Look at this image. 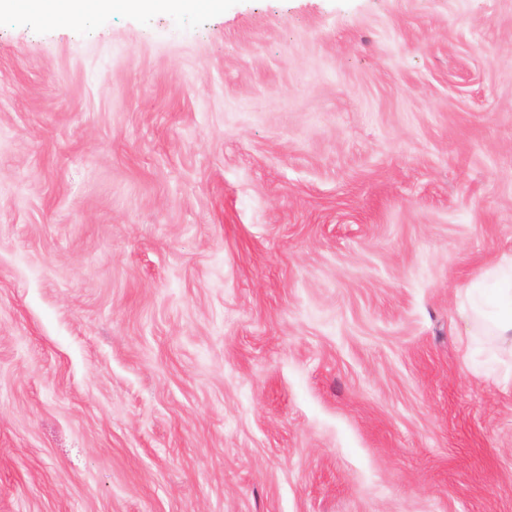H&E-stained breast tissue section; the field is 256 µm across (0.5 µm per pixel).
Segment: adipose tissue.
Masks as SVG:
<instances>
[{
	"label": "adipose tissue",
	"mask_w": 512,
	"mask_h": 512,
	"mask_svg": "<svg viewBox=\"0 0 512 512\" xmlns=\"http://www.w3.org/2000/svg\"><path fill=\"white\" fill-rule=\"evenodd\" d=\"M6 8L23 18L31 13L44 15L61 24H76L89 16H105L113 10L184 11L198 7L216 8L221 0H4ZM493 288L475 283L459 304L461 313L479 335L491 337L501 351L512 348V266H499L485 273Z\"/></svg>",
	"instance_id": "adipose-tissue-1"
}]
</instances>
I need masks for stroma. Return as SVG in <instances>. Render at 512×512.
<instances>
[{
  "instance_id": "1",
  "label": "stroma",
  "mask_w": 512,
  "mask_h": 512,
  "mask_svg": "<svg viewBox=\"0 0 512 512\" xmlns=\"http://www.w3.org/2000/svg\"><path fill=\"white\" fill-rule=\"evenodd\" d=\"M512 0L0 15V512H512ZM487 279L494 281L495 288H484ZM468 290L459 304L461 313L480 336H490L502 352L508 353L511 343L512 356V263L487 270L483 280Z\"/></svg>"
}]
</instances>
